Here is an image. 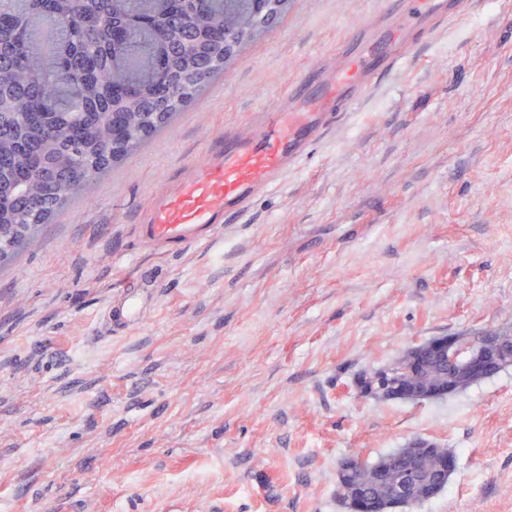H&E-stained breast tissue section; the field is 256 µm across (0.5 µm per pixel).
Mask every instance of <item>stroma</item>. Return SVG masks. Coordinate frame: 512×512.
I'll list each match as a JSON object with an SVG mask.
<instances>
[{
    "label": "stroma",
    "instance_id": "obj_1",
    "mask_svg": "<svg viewBox=\"0 0 512 512\" xmlns=\"http://www.w3.org/2000/svg\"><path fill=\"white\" fill-rule=\"evenodd\" d=\"M383 2L288 0L0 268V512H344L341 460L416 438L456 469L404 512H512V364L439 400L356 386L512 328V0H470L213 244L134 239L208 141ZM136 266L142 320L107 321Z\"/></svg>",
    "mask_w": 512,
    "mask_h": 512
}]
</instances>
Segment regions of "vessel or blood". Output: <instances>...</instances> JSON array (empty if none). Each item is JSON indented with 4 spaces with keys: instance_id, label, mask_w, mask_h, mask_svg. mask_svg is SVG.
Wrapping results in <instances>:
<instances>
[{
    "instance_id": "b4317fda",
    "label": "vessel or blood",
    "mask_w": 512,
    "mask_h": 512,
    "mask_svg": "<svg viewBox=\"0 0 512 512\" xmlns=\"http://www.w3.org/2000/svg\"><path fill=\"white\" fill-rule=\"evenodd\" d=\"M454 15L452 0H386L341 46L343 63L316 60L276 107L248 115L247 132L225 128L203 159L190 162L175 187L154 198L145 223L136 226L140 246L169 254L214 242L224 222L247 212L259 194L297 168ZM108 315L121 325L137 324L141 302L129 298Z\"/></svg>"
}]
</instances>
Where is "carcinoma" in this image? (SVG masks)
<instances>
[{
    "label": "carcinoma",
    "instance_id": "cac0c4a2",
    "mask_svg": "<svg viewBox=\"0 0 512 512\" xmlns=\"http://www.w3.org/2000/svg\"><path fill=\"white\" fill-rule=\"evenodd\" d=\"M124 49L112 50V26ZM257 36L270 23L253 0H0V53L20 59L0 79V224L15 229L0 246V266L10 263L56 211L90 182L138 149L163 125L144 113L177 112L174 99L191 103L220 69L211 57L224 29ZM131 113V131L112 159V113ZM498 346L492 376L512 363V333L481 330L456 337ZM433 338L404 350L390 366L358 380L368 394L388 399H443L475 383L461 371V357L437 354ZM377 462L339 477L337 498L352 512L361 496L385 499L401 492L416 501L428 484L442 491L446 448L416 439Z\"/></svg>",
    "mask_w": 512,
    "mask_h": 512
}]
</instances>
